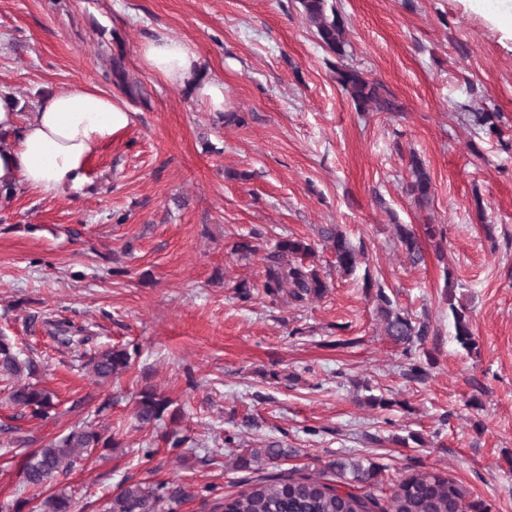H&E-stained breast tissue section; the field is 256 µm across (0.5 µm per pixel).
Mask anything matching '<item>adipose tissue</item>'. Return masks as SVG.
Returning <instances> with one entry per match:
<instances>
[{
  "label": "adipose tissue",
  "mask_w": 512,
  "mask_h": 512,
  "mask_svg": "<svg viewBox=\"0 0 512 512\" xmlns=\"http://www.w3.org/2000/svg\"><path fill=\"white\" fill-rule=\"evenodd\" d=\"M144 59L167 82L194 84L201 101L223 110L224 87L197 81L199 55L190 43L157 36L146 43ZM130 123L124 100L85 83L41 98L25 118L0 96V132L8 135L0 150V184H20L46 197L78 192L89 158Z\"/></svg>",
  "instance_id": "obj_1"
}]
</instances>
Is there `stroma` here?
Masks as SVG:
<instances>
[{
	"mask_svg": "<svg viewBox=\"0 0 512 512\" xmlns=\"http://www.w3.org/2000/svg\"><path fill=\"white\" fill-rule=\"evenodd\" d=\"M329 3L347 26L341 56L299 0H0V90L20 115L79 82L124 97L109 78L117 56L140 91L82 193L21 187L0 203V332L36 359L57 403L18 417L0 380V425L18 428L0 434L1 505L34 495L18 476L26 452L88 422L120 446L61 478L75 512H104L128 482L191 487L173 512H212L245 488L236 455L271 442L292 451L285 471L361 457L388 484L435 471L487 512H512V31L499 22L512 0ZM160 34L197 47L242 123L219 122L148 67L144 44ZM340 64L383 85L398 111H357ZM480 112L493 127L474 123ZM413 154L432 179L426 207L407 191ZM330 226L361 253L352 274L330 269ZM254 230L257 255L227 250ZM286 236L314 244L324 297L264 294L263 254ZM380 288L428 320L424 340L386 336ZM453 304L473 351L454 339ZM114 346L130 366L96 383L83 363ZM413 365L424 380L408 377ZM148 385L172 413L143 428L135 398Z\"/></svg>",
	"mask_w": 512,
	"mask_h": 512,
	"instance_id": "35a3bbf8",
	"label": "stroma"
}]
</instances>
